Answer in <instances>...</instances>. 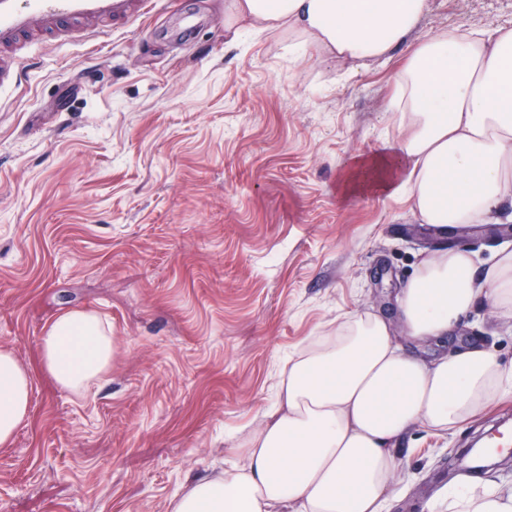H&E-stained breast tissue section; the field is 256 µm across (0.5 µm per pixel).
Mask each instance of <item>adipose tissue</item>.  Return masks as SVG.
Masks as SVG:
<instances>
[{"label":"adipose tissue","mask_w":512,"mask_h":512,"mask_svg":"<svg viewBox=\"0 0 512 512\" xmlns=\"http://www.w3.org/2000/svg\"><path fill=\"white\" fill-rule=\"evenodd\" d=\"M428 0H225L231 36L282 33L323 57L358 62L405 54L388 111L402 134L356 156L342 193L409 203L438 227L512 223V29L437 30L408 42ZM512 313V246L485 274L470 253L425 259L402 288L405 336L441 340L481 300ZM391 321L348 316L311 341L282 379L275 408L249 435L239 464L189 482L170 512H388L401 494L396 443L415 426L445 432L512 393V368L480 345L426 362L394 344ZM112 333L93 313L57 317L39 343L43 369L80 396L112 365ZM31 375L0 350V445L27 419ZM428 512H512V492L457 475Z\"/></svg>","instance_id":"ef3b65f1"}]
</instances>
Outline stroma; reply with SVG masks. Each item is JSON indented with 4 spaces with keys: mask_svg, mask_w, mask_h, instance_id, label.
<instances>
[{
    "mask_svg": "<svg viewBox=\"0 0 512 512\" xmlns=\"http://www.w3.org/2000/svg\"><path fill=\"white\" fill-rule=\"evenodd\" d=\"M494 26L512 27V0H428L412 37ZM403 54L355 66L279 34L232 42L224 0H162L127 29L23 51L0 93V349L32 383L0 446V512H169L189 479L239 461L309 338L348 313L395 319L439 247L492 263L486 225L441 232L338 188L401 133L385 104ZM68 311L115 342L83 398L39 364ZM475 333L512 366V316L479 302L448 343ZM504 421L512 394L448 434H406L392 512H427L462 448Z\"/></svg>",
    "mask_w": 512,
    "mask_h": 512,
    "instance_id": "stroma-1",
    "label": "stroma"
}]
</instances>
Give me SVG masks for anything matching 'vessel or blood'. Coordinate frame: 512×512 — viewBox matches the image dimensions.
Listing matches in <instances>:
<instances>
[{"mask_svg": "<svg viewBox=\"0 0 512 512\" xmlns=\"http://www.w3.org/2000/svg\"><path fill=\"white\" fill-rule=\"evenodd\" d=\"M151 0H0V87L17 77L22 44H51L104 25L123 29L146 14Z\"/></svg>", "mask_w": 512, "mask_h": 512, "instance_id": "1", "label": "vessel or blood"}]
</instances>
